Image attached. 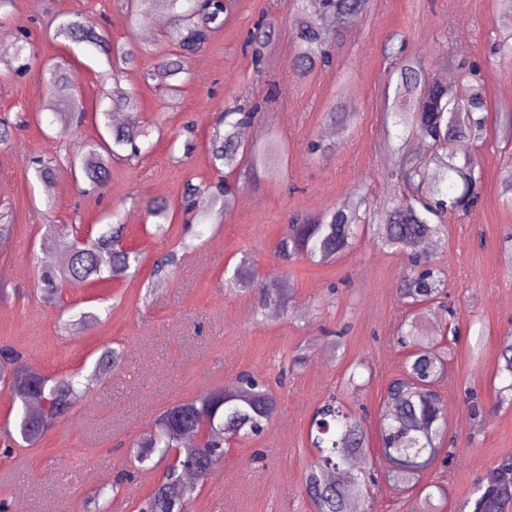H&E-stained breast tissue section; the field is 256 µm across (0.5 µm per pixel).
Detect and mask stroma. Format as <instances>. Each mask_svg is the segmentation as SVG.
<instances>
[{
    "label": "stroma",
    "mask_w": 512,
    "mask_h": 512,
    "mask_svg": "<svg viewBox=\"0 0 512 512\" xmlns=\"http://www.w3.org/2000/svg\"><path fill=\"white\" fill-rule=\"evenodd\" d=\"M267 14L285 16L284 0H237L204 50L185 59L186 80L177 98L148 79L145 65L122 70L120 84L136 92L138 116L151 129L150 148L139 160L113 165L105 188L85 193L69 158L75 145L103 131L95 119L111 107L102 94L103 59L90 46L47 39L46 24L58 15L87 17L123 44L132 25L124 2L12 0L0 11V39L26 33L30 58L25 75L0 69V118L22 124L10 143L0 145V210L14 216L10 234L0 236V282L11 293L0 301V346L22 351L47 374L87 375L104 348L122 351L120 365L36 446L0 454V502L20 497L26 512H85L87 495L126 470L128 444L160 412L247 371L276 393L275 414L260 436L228 450L191 498V512H313L304 493L312 459L309 420L331 391L350 406L377 410L387 383L403 370L406 353L394 334L402 317L396 288L406 261L366 239L324 265L286 267L274 249L291 214L322 212L352 191L376 200L399 196L390 175L398 130L384 116V45L393 35L402 40L405 55L432 76L456 71L464 61L480 64L495 119L470 148L483 168L479 203L470 215L449 218L434 253L448 270V300L456 310L458 336L440 386L456 456L450 466L426 472L419 487L379 483L360 501L359 512H460L476 479L512 456V404L488 402L493 388L505 384L497 372L499 339L512 330V270L501 249L512 233V207L499 188L500 171L512 164V127L500 119L512 113V60L494 53L498 0H377L373 14L350 23L337 41L331 66L307 78L293 67L289 30L273 40L262 62L245 49L249 30ZM51 59L78 86L86 112L61 139L52 136V98L41 80ZM248 89L271 96L252 129L258 140L275 130L287 145L279 178L252 184L230 208L211 202L185 212L186 184L218 178L207 143L220 113ZM337 102L354 113L352 131L336 134L327 154H310L308 143L323 139L330 126L325 114ZM186 125L194 128L188 152L170 145ZM39 155L59 158L46 183L31 166ZM152 199L167 202L173 212L163 239L150 234L145 204ZM115 207L127 226L126 246L143 255L139 273L66 285L56 303H44L37 269L49 252L42 243L48 226H95ZM190 235L196 238L194 250L177 252ZM172 250V271L154 273L155 259ZM245 255L255 260L260 282L288 285L287 304L277 315L258 313L259 292L225 288V269ZM82 310L98 314V321L77 335H62V322ZM300 343L309 346L307 360L288 371ZM477 345L482 352L476 356ZM359 361L365 367L352 387L346 372ZM470 390L485 402L480 414L466 400ZM258 448L265 459L256 464ZM165 470L153 461L137 470L111 512H138Z\"/></svg>",
    "instance_id": "stroma-1"
}]
</instances>
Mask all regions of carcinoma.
Returning <instances> with one entry per match:
<instances>
[{"mask_svg":"<svg viewBox=\"0 0 512 512\" xmlns=\"http://www.w3.org/2000/svg\"><path fill=\"white\" fill-rule=\"evenodd\" d=\"M182 0H125V8L134 25L143 26L157 12L174 18L167 34L168 50L151 55L148 78L157 82L167 95L180 92L182 58L200 51L214 29L224 24L235 0H193L189 8L178 11ZM373 0H292L288 12L293 35L296 72L308 77L329 63L328 46L340 37L355 16L370 13ZM501 15L509 20L500 30L495 53L512 58V0H501ZM279 32V27L261 17L249 31L245 46L255 61L265 57V49ZM48 38H63L76 44L95 47L105 56L112 71V90L107 92L112 110L125 111L124 124L105 122L107 136L78 146L77 160L81 176L92 187L103 186L109 178L113 160L128 161L144 152L143 138L148 130L137 115L136 93L120 85L118 72L139 60L136 51L112 44L109 33L86 19L76 16L48 24ZM389 77L395 80L394 97L386 117L403 126L410 136L424 145L419 159L408 157L401 148L394 149L391 176L403 186L400 198L379 206L363 193L351 192L336 207L321 214H295L286 232L275 246L274 254L284 265L300 261L328 264L349 251L359 228L371 233L375 246L402 255L408 270L401 278L397 296L411 309L397 343L410 349L403 375L387 386L378 409L379 453L382 470L369 467L356 472L348 462L373 456L366 425L367 412L358 415L349 410L334 393L319 403L308 428L313 461L307 469L305 492L313 512H348L349 500L366 496L367 487L383 480L395 486L412 487L420 476L438 460L450 462L456 448L446 445L448 421L436 384L447 373L448 348L426 336L419 326V315L433 312L449 318L445 330L456 333L454 310L443 302L447 297L448 270L440 262L420 251L425 241L442 238L447 233V217L468 215L479 200L483 171L465 153L471 136L483 130L488 121L483 87L475 85L471 94L457 99L451 87L431 77L416 60L391 53ZM43 80L56 99L70 105V111L57 113L59 134L83 120L85 113L77 105V95L63 68L51 63L42 71ZM268 98H252L243 107L227 108L209 139V155L214 169H224V181L214 186L186 185L184 207L192 209L194 197L205 190L232 203L245 187L262 176L275 178L279 168L275 159L282 145L274 134L260 142H245L241 129L252 125L265 108ZM330 122L348 131L354 123L351 113L334 106L327 113ZM464 162H458V158ZM55 160L38 156L33 160L37 177L51 179ZM149 216L156 219L155 235L165 237L169 230L166 203H147ZM78 224L58 225L45 237L49 246L73 238ZM126 225L119 212H112V223L97 236L89 237L76 252L67 255L61 266H45L39 273L43 298L55 299L65 283L103 280L116 270L136 275L140 254L120 245ZM229 285L252 291L260 284L251 271V261L244 257L228 278ZM122 353L105 349L96 359L94 369L85 376L64 373L47 375L11 346L0 347V387L14 393L19 408L13 428H5V437L17 447L37 444L45 433L90 392L95 381L118 366ZM499 373L509 383L495 391L494 405L512 400V331L500 341ZM276 396L268 383L250 374L239 381L218 386L189 401L178 402L156 416L148 431L128 449L129 459L140 465L156 456L168 461L164 480L157 486L142 512H184V502L198 485L186 484L183 476L193 474L204 482L202 470L214 471L224 460V437L241 439L259 435L269 424ZM512 457L498 461L474 484L471 497L463 508L469 512H506L512 504ZM124 485L118 480L97 489L87 499L88 512H110L112 498Z\"/></svg>","mask_w":512,"mask_h":512,"instance_id":"cac0c4a2","label":"carcinoma"}]
</instances>
